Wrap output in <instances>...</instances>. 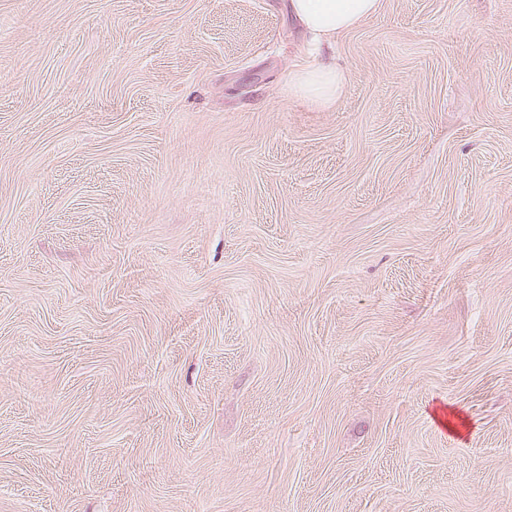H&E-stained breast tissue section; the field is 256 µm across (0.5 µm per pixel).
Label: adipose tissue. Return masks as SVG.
Masks as SVG:
<instances>
[{"label":"adipose tissue","instance_id":"1","mask_svg":"<svg viewBox=\"0 0 512 512\" xmlns=\"http://www.w3.org/2000/svg\"><path fill=\"white\" fill-rule=\"evenodd\" d=\"M290 5L320 53L331 48L338 36L377 13L380 0H290ZM344 83L343 72L331 61L300 66L288 74L289 93L319 106L331 105Z\"/></svg>","mask_w":512,"mask_h":512}]
</instances>
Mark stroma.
<instances>
[{"instance_id":"35a3bbf8","label":"stroma","mask_w":512,"mask_h":512,"mask_svg":"<svg viewBox=\"0 0 512 512\" xmlns=\"http://www.w3.org/2000/svg\"><path fill=\"white\" fill-rule=\"evenodd\" d=\"M0 0V512H512V0ZM290 5L310 33L314 50L322 54L338 36L377 13L380 0H290ZM344 83V73L333 61L318 66H299L288 74L289 93L319 106H329L336 101Z\"/></svg>"}]
</instances>
